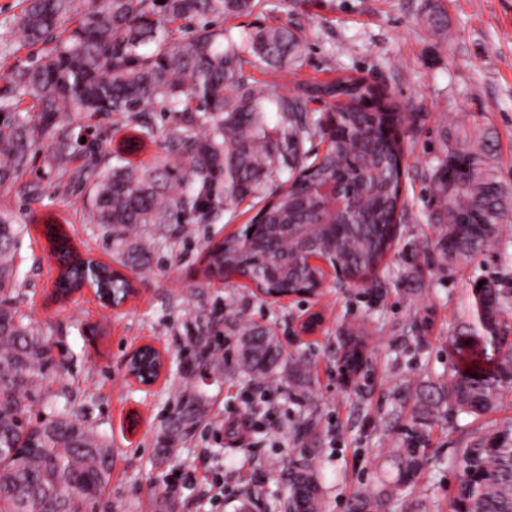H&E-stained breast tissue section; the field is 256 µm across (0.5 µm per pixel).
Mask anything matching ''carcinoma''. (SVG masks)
Segmentation results:
<instances>
[{"label": "carcinoma", "mask_w": 512, "mask_h": 512, "mask_svg": "<svg viewBox=\"0 0 512 512\" xmlns=\"http://www.w3.org/2000/svg\"><path fill=\"white\" fill-rule=\"evenodd\" d=\"M267 0H29L18 26L30 44H43L33 64L20 63L0 96V191L12 189L37 160L69 172L65 188L87 192L90 220L112 241L115 262L135 272L156 238L187 235L188 224H211L226 208L255 197L260 238L232 233L205 257L210 273L241 276L268 293L271 283L316 290L325 279L317 260L334 262L355 286L373 282L395 246L400 195L401 135L384 134L406 119L383 93L357 78L314 83L276 101L275 124L262 103L266 85L245 66L275 68L295 57L297 35L286 26L248 33L241 48L208 23L187 37L170 25L251 14ZM328 98L335 123L311 111ZM157 112L167 117L160 128ZM120 117L129 131L96 120ZM445 135V154L432 170L440 228L439 257L462 265L497 239L508 211L491 160L485 121ZM85 131L74 137L75 129ZM327 139L310 157L305 143ZM157 147L147 164L130 157ZM291 175L283 184L268 183ZM28 225L0 210V512H80L97 509L112 471L105 436L73 412L33 421V408L52 403L44 390L50 356L40 331L14 309V272ZM89 284L120 304L132 294L125 274L90 257L76 262L56 288L66 296ZM512 283L484 279L471 288V321L452 338L466 365L453 366L448 384L418 394L414 427L396 453L397 475L372 492H356L349 512H383L396 491L440 460L427 453L422 421L435 415L491 413L512 388ZM195 363L217 377L224 354L200 335L189 337ZM281 352L273 334L245 329L240 367L250 381L277 374ZM347 371L364 365L358 346L344 355ZM202 392L179 394L165 428L172 449L203 412ZM458 494L450 512H512V420L471 433L450 460ZM317 477L307 465L289 477L288 512H318Z\"/></svg>", "instance_id": "1"}]
</instances>
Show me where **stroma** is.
I'll return each mask as SVG.
<instances>
[{
	"label": "stroma",
	"instance_id": "1",
	"mask_svg": "<svg viewBox=\"0 0 512 512\" xmlns=\"http://www.w3.org/2000/svg\"><path fill=\"white\" fill-rule=\"evenodd\" d=\"M271 12L217 19L232 34L286 24L302 39L286 70L253 78L274 97L300 92L311 82L344 75L383 91L411 115L404 140L405 210L388 270L373 285L355 287L328 274L318 296L275 301L243 282L206 278L208 241L242 230L259 210L245 200L214 224L197 226L173 245H158L135 277L136 292L107 310L93 289L70 299L54 296L58 268L43 234L62 226L74 250L101 263L112 245L88 218L85 195L57 192V171L35 164L25 180L39 182L32 202L19 189L0 192V209L28 223L20 243L23 261L16 308L43 331L53 361L46 386L73 392L87 420L112 446V472L101 504L107 512H236L254 489L253 512H285L288 471L315 466L323 512H349L354 492L395 478V443L412 425L416 394L447 382L456 361L450 341L470 320L472 283L512 278V211L494 249L456 266L438 258L431 170L444 152L446 130L484 116L497 137L493 167L512 199V0H272ZM23 0H0V89L20 60L34 54L16 23ZM224 316V374L194 386L208 404L201 421L164 451V429L177 408L190 364L187 330L199 310ZM324 321L310 335L297 323L312 313ZM272 330L283 365L270 381L248 383L239 367L243 327ZM365 338L367 363L354 378L342 370L343 348L353 332ZM149 344L172 359L166 376L148 389L126 380L122 366L133 348ZM512 419V389L495 412L473 419L426 421L430 453L442 465L399 491L387 512L424 503L446 512L458 485L449 460L473 429L489 430ZM307 435H298L304 421Z\"/></svg>",
	"mask_w": 512,
	"mask_h": 512
}]
</instances>
